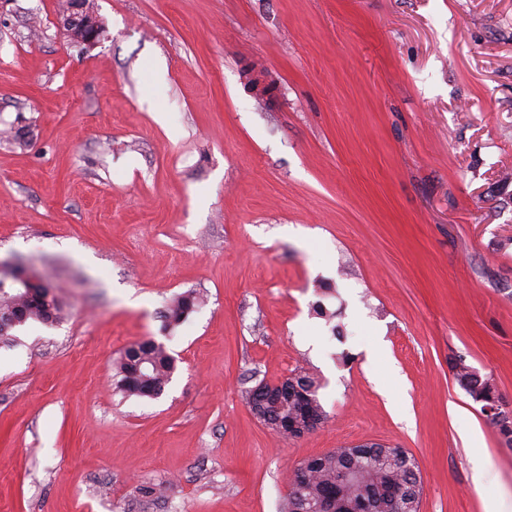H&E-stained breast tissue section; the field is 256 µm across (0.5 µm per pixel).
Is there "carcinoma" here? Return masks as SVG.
<instances>
[{"label": "carcinoma", "mask_w": 512, "mask_h": 512, "mask_svg": "<svg viewBox=\"0 0 512 512\" xmlns=\"http://www.w3.org/2000/svg\"><path fill=\"white\" fill-rule=\"evenodd\" d=\"M195 303L196 297L190 292L177 296L168 308V323H179ZM16 305L26 308L20 325L30 320L49 322L39 306L25 303L18 290L0 281V309ZM454 370L455 379L473 400L489 406L500 402L490 379L461 361L455 363ZM174 371L175 361L164 346L143 339L127 347L117 360V388L130 395L153 398L161 394ZM318 390L312 374L304 369L295 372L279 407L265 425L286 437L288 427L302 423L313 413H325ZM416 483L414 471L380 446L338 448L298 466L290 481L284 512H349L351 504L360 500L366 506L359 512H404Z\"/></svg>", "instance_id": "cac0c4a2"}]
</instances>
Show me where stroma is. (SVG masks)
<instances>
[{"mask_svg":"<svg viewBox=\"0 0 512 512\" xmlns=\"http://www.w3.org/2000/svg\"><path fill=\"white\" fill-rule=\"evenodd\" d=\"M62 2L0 0V261L66 311L0 342V512H284L367 442L420 512L512 502L453 371L512 408V0H94L88 50ZM143 338L155 399L114 385ZM301 367L327 419L286 438L247 393ZM71 1H85V0H69L65 11L62 12L61 23L65 35L69 39L78 40L83 45L92 46L94 45L102 32V28L99 25L97 15L94 12L93 4L90 1L85 3L71 2ZM83 11L85 14V20L83 24L78 28L74 29V24L77 22L75 12ZM175 361L163 345L143 339L127 347L116 362L117 388L129 395L153 398L161 394L175 371ZM140 372V379L134 375ZM455 379L463 389L476 400H482V405H494L500 402V397L495 385L489 378H482L462 361L454 365Z\"/></svg>","mask_w":512,"mask_h":512,"instance_id":"stroma-1","label":"stroma"}]
</instances>
